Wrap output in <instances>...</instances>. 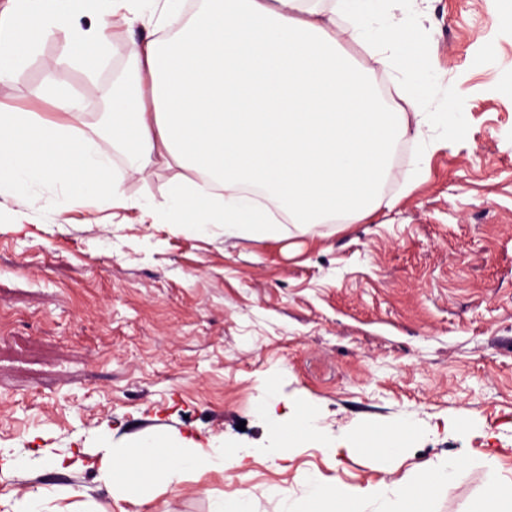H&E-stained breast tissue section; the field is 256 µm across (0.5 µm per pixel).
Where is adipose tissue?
<instances>
[{"label": "adipose tissue", "instance_id": "ef3b65f1", "mask_svg": "<svg viewBox=\"0 0 512 512\" xmlns=\"http://www.w3.org/2000/svg\"><path fill=\"white\" fill-rule=\"evenodd\" d=\"M391 0H202L178 30L166 15H181L183 0H8L0 10V79L48 34L63 32L75 61L95 71L112 39L109 20L129 9L144 33L131 39L129 86L115 90L95 133L81 127L82 102L66 89L51 95L65 121L0 108V193L56 187L84 207L135 209L144 224L221 228L265 240L281 223L360 220L382 204L380 183L392 141L410 122L377 94L341 50L338 33L367 43L400 46L404 98L417 97L426 77L415 52L402 43V26L389 17ZM90 18L81 26V18ZM377 22L378 39L367 27ZM390 57L381 59L390 65ZM105 138L133 154L146 176L158 162L187 170L156 207L127 197L93 148ZM135 457L106 452L97 480L135 500L150 487L179 485L188 473L242 466L245 455L213 449L201 455L162 436L137 443ZM458 461L433 464L422 481L395 487L397 512H428L429 499L449 488ZM305 512H367L364 490L308 476Z\"/></svg>", "mask_w": 512, "mask_h": 512}]
</instances>
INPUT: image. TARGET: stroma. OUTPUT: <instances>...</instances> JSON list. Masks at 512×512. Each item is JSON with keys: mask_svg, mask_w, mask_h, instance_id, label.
Instances as JSON below:
<instances>
[{"mask_svg": "<svg viewBox=\"0 0 512 512\" xmlns=\"http://www.w3.org/2000/svg\"><path fill=\"white\" fill-rule=\"evenodd\" d=\"M392 14L429 74L394 107L426 121L398 140L385 203L365 219L256 241L144 224L51 188L0 196V502L72 489L108 512H211L251 492L254 512H280L278 489L300 497L317 474L394 512L388 485L457 459L430 509L467 512L486 459L512 482V28L488 0H397ZM66 51L62 35L44 39L0 82V104L52 112V81L96 126L111 80L132 68L126 41L94 75ZM96 145L126 196L165 204L178 168L143 180L111 141ZM305 408L317 438L269 455L275 426ZM365 427L414 433L391 457L349 453ZM153 434L252 455L143 504L110 496L90 462Z\"/></svg>", "mask_w": 512, "mask_h": 512, "instance_id": "35a3bbf8", "label": "stroma"}]
</instances>
